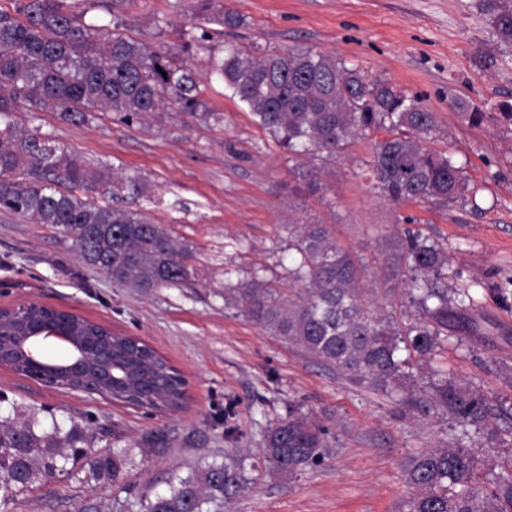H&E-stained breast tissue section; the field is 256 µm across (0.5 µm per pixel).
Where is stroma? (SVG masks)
Listing matches in <instances>:
<instances>
[{
    "mask_svg": "<svg viewBox=\"0 0 512 512\" xmlns=\"http://www.w3.org/2000/svg\"><path fill=\"white\" fill-rule=\"evenodd\" d=\"M226 8L244 17V27L224 30L217 18ZM120 21L122 32L179 63L203 60L182 33L205 30L219 57L228 42L298 46L389 81L437 113L429 146L454 155L472 191L448 204L390 201L366 175L372 140H357L332 160L297 157L213 76L205 81L204 121L165 110L128 125L96 111L87 123L70 125L50 111L20 113L89 167L105 164L147 182L149 195L130 208L197 245L199 280L147 295L117 287L81 262L55 229L0 212V307L38 302L76 312L140 337L188 380L185 406L150 418L101 398L44 389L0 366L7 398L0 411L48 410L64 423L92 417L94 448L128 454L118 483L61 476L20 496L11 512H73L84 499L101 512H127L129 502L165 490L172 473L229 455L250 468L247 490L224 512H403L413 493L407 458L447 442L452 421L436 410L405 411L269 335L237 315L224 286L258 268L287 287L288 225L325 224L363 266L364 303L403 329L418 314L388 257L400 228L420 229L441 244L454 273L449 287L474 291L481 332L456 333L430 358L412 356L419 385L440 368L512 405V302L498 295L512 289V122L498 110L512 99V52L501 46L482 0H213L206 20L192 14L190 0H128ZM458 96L484 112L480 126L453 107ZM292 409L323 421L333 448L324 465L288 481L255 461L266 427Z\"/></svg>",
    "mask_w": 512,
    "mask_h": 512,
    "instance_id": "1",
    "label": "stroma"
}]
</instances>
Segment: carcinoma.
<instances>
[{"mask_svg":"<svg viewBox=\"0 0 512 512\" xmlns=\"http://www.w3.org/2000/svg\"><path fill=\"white\" fill-rule=\"evenodd\" d=\"M494 32L512 50V0H484ZM211 73L234 91L255 122L299 154L336 157L345 145L372 137L371 173L376 188L393 202L458 200L466 188L463 168L427 141L438 118L417 96L383 80L366 81L336 57L309 48H264L258 44L208 57ZM197 73L159 47L129 37L119 25L88 24L67 0H15L0 10V210L58 230L79 259L108 274L112 283L148 294L155 288L196 284V246L144 213L101 207L90 193L138 198L146 183L107 169L91 170L38 128L19 122V112L50 111L69 124L90 112L110 111L129 124L174 107L201 117L203 89ZM478 126L483 112L455 102ZM293 250L288 290L275 288L255 269L225 288L237 314L270 335L301 348L336 372L422 412L441 409L455 423L448 443L426 448L408 462L414 489L405 512H512V466L479 458L473 437L506 443L512 428L498 420L512 410L495 407L483 394L438 371L427 398L414 395L417 378L404 351L432 353L448 330L474 331L467 311L468 288L448 294L441 283L453 276L438 245L407 230L392 254L394 272L410 274L408 294L421 320L401 331L362 300L355 261L325 224H290ZM88 336H110L130 368L115 399L154 413L175 412L186 400L184 383L166 360L104 325L77 318ZM91 423L64 427L55 415L44 425L32 418H0V512L15 498L50 479L85 473L94 481L115 480L126 465L122 450L95 454ZM330 431L321 422L288 409L269 427L262 461L293 480L320 467L329 454ZM243 460L228 456L176 475L167 489L139 502L141 512H208L214 501L246 489Z\"/></svg>","mask_w":512,"mask_h":512,"instance_id":"cac0c4a2","label":"carcinoma"}]
</instances>
